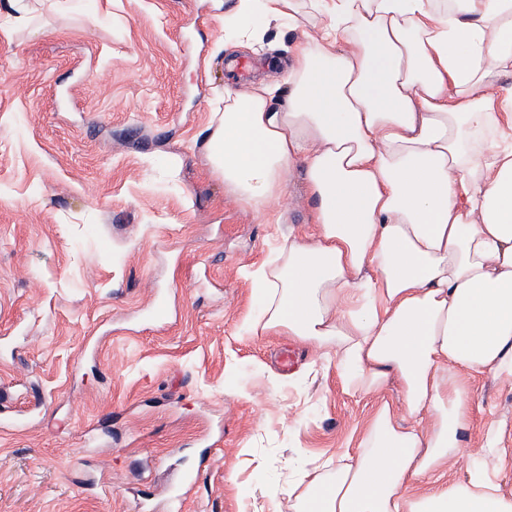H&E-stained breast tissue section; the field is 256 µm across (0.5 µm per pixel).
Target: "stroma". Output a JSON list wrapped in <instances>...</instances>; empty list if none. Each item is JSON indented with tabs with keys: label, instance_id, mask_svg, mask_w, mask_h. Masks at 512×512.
<instances>
[{
	"label": "stroma",
	"instance_id": "stroma-1",
	"mask_svg": "<svg viewBox=\"0 0 512 512\" xmlns=\"http://www.w3.org/2000/svg\"><path fill=\"white\" fill-rule=\"evenodd\" d=\"M234 4L14 0L0 25V512H166L189 471L183 512H288L266 485L370 416L334 370L304 377L311 346L239 333L243 267L313 205L294 172L267 223L210 169L225 88L281 77L296 38L225 41ZM476 397L511 447L512 383Z\"/></svg>",
	"mask_w": 512,
	"mask_h": 512
}]
</instances>
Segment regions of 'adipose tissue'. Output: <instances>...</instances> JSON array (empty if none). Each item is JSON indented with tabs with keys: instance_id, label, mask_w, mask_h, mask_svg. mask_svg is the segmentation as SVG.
Returning a JSON list of instances; mask_svg holds the SVG:
<instances>
[{
	"instance_id": "obj_1",
	"label": "adipose tissue",
	"mask_w": 512,
	"mask_h": 512,
	"mask_svg": "<svg viewBox=\"0 0 512 512\" xmlns=\"http://www.w3.org/2000/svg\"><path fill=\"white\" fill-rule=\"evenodd\" d=\"M253 15L297 31L290 63L225 89L208 159L260 215L302 170L314 229L244 269L258 310L240 332L309 344L342 392L378 400L356 447L268 497L512 512L499 425L464 444L474 381H512V0H238L224 23Z\"/></svg>"
}]
</instances>
